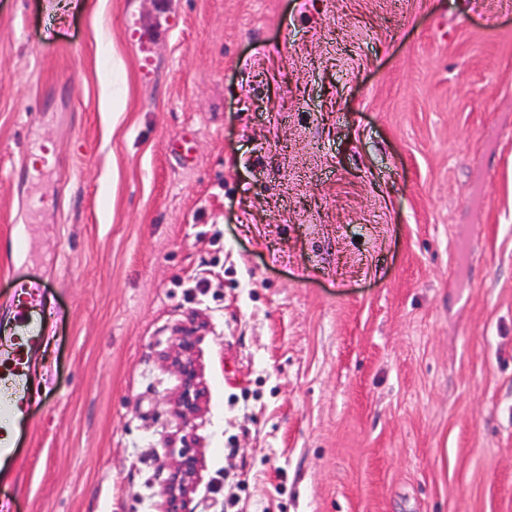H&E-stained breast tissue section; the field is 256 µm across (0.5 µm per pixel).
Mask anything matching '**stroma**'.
I'll return each mask as SVG.
<instances>
[{
  "label": "stroma",
  "mask_w": 512,
  "mask_h": 512,
  "mask_svg": "<svg viewBox=\"0 0 512 512\" xmlns=\"http://www.w3.org/2000/svg\"><path fill=\"white\" fill-rule=\"evenodd\" d=\"M26 310L5 512H512V0H0ZM192 345L188 332H185L183 336H178L175 343L177 351L175 362L180 367L183 376L182 390L175 411L176 416L180 419H186L197 411L202 396V390L196 381V372L192 360L187 356V353L192 349ZM183 448L165 487L164 501L159 512H189L188 497L193 488L199 467V458L191 447L192 440L187 436L181 438Z\"/></svg>",
  "instance_id": "stroma-1"
}]
</instances>
